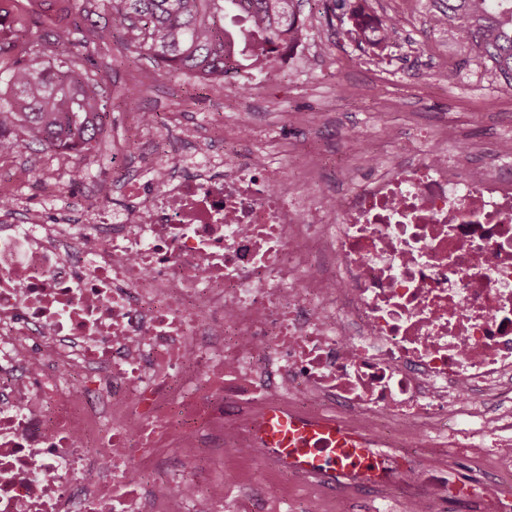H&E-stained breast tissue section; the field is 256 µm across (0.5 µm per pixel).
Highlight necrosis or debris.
I'll use <instances>...</instances> for the list:
<instances>
[{"instance_id": "1", "label": "necrosis or debris", "mask_w": 512, "mask_h": 512, "mask_svg": "<svg viewBox=\"0 0 512 512\" xmlns=\"http://www.w3.org/2000/svg\"><path fill=\"white\" fill-rule=\"evenodd\" d=\"M407 146L313 197L232 147L140 159L131 204L0 209V512H239L263 410L340 414L412 512H512V167ZM482 464L466 493L446 460Z\"/></svg>"}]
</instances>
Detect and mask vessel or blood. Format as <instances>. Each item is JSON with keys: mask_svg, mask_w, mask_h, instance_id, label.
Wrapping results in <instances>:
<instances>
[{"mask_svg": "<svg viewBox=\"0 0 512 512\" xmlns=\"http://www.w3.org/2000/svg\"><path fill=\"white\" fill-rule=\"evenodd\" d=\"M259 442L270 456L315 479H332L337 472L366 470L373 460L369 441L342 420L310 418L277 406L262 415Z\"/></svg>", "mask_w": 512, "mask_h": 512, "instance_id": "1", "label": "vessel or blood"}]
</instances>
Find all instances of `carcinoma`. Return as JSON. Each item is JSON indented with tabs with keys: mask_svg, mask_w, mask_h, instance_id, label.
<instances>
[{
	"mask_svg": "<svg viewBox=\"0 0 512 512\" xmlns=\"http://www.w3.org/2000/svg\"><path fill=\"white\" fill-rule=\"evenodd\" d=\"M294 2L105 0L108 18L81 33L86 43L107 45L118 31L125 49L169 71L222 82L234 70L269 66L279 45L303 39ZM434 23L475 44L501 73V92L512 95V10H504L503 0H448ZM21 32L31 56L0 72V148H86L105 111L88 71L68 66L53 49L70 42L73 31L60 23L47 40L34 21Z\"/></svg>",
	"mask_w": 512,
	"mask_h": 512,
	"instance_id": "cac0c4a2",
	"label": "carcinoma"
}]
</instances>
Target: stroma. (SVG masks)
<instances>
[{
	"label": "stroma",
	"mask_w": 512,
	"mask_h": 512,
	"mask_svg": "<svg viewBox=\"0 0 512 512\" xmlns=\"http://www.w3.org/2000/svg\"><path fill=\"white\" fill-rule=\"evenodd\" d=\"M439 5L440 0H363L372 27L396 24V46L387 59L348 36L352 15L341 0H302L299 15L307 34L289 51L284 76L260 83L245 99L233 83L216 87L187 72L169 74L148 58L113 44L87 45L74 34L63 56L78 66L89 54L98 61L92 77L107 102L103 133L80 152L20 149L0 160V184L36 207L46 199L37 173L53 169L61 178L60 203H114L103 189L113 180V157L131 166L143 141L139 111L155 113L163 129L196 127L217 144L249 122L243 157L290 169L321 168L330 190L337 184L329 161L349 146L369 156L417 127L461 129L476 145L512 136V98L500 94L492 62L453 40L447 27L429 28ZM62 6V0H0V41L14 46L23 19L53 29L62 21ZM22 55L14 46L0 57V66ZM75 169L80 176L73 181L68 174ZM384 497L380 489L365 495L350 486L331 490L302 480L292 487L291 506L294 512H383Z\"/></svg>",
	"instance_id": "1"
}]
</instances>
